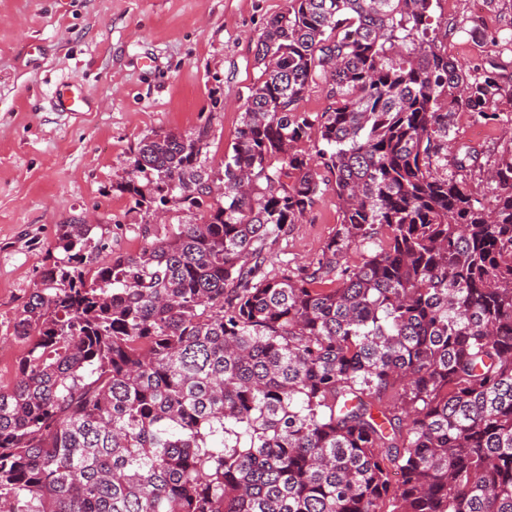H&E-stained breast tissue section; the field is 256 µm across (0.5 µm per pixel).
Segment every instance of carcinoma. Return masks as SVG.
Wrapping results in <instances>:
<instances>
[{"instance_id": "carcinoma-1", "label": "carcinoma", "mask_w": 512, "mask_h": 512, "mask_svg": "<svg viewBox=\"0 0 512 512\" xmlns=\"http://www.w3.org/2000/svg\"><path fill=\"white\" fill-rule=\"evenodd\" d=\"M431 5L286 0L224 201L203 130L143 139L120 186L202 223L113 255L59 226L0 388V512H512V151L488 206L450 152L456 113L492 119L512 85L448 56ZM318 83L327 109L299 111ZM321 168L335 236L265 271Z\"/></svg>"}]
</instances>
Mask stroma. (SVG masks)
I'll list each match as a JSON object with an SVG mask.
<instances>
[{
    "mask_svg": "<svg viewBox=\"0 0 512 512\" xmlns=\"http://www.w3.org/2000/svg\"><path fill=\"white\" fill-rule=\"evenodd\" d=\"M285 0H0V386L15 380L25 344L13 323L49 265L60 225L93 227L116 254L144 241L138 225L164 235L203 214L169 205L163 219L119 189L141 141L160 132L206 131L202 158L212 180L224 172L243 105L260 71L258 40ZM431 15L451 58H487L512 76V0H433ZM485 37L473 40L468 28ZM81 85L89 110L59 112L52 95ZM452 134L478 152L466 174L490 202L484 175L512 148V107L484 123L458 113ZM340 211L333 181L314 207L268 243L266 269L299 270L335 234Z\"/></svg>",
    "mask_w": 512,
    "mask_h": 512,
    "instance_id": "1",
    "label": "stroma"
}]
</instances>
